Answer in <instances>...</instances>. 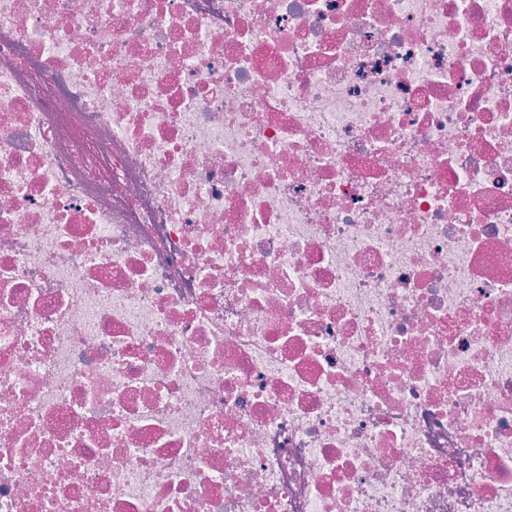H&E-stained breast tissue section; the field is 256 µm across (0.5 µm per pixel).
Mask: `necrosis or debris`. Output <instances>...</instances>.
I'll return each instance as SVG.
<instances>
[{
    "mask_svg": "<svg viewBox=\"0 0 512 512\" xmlns=\"http://www.w3.org/2000/svg\"><path fill=\"white\" fill-rule=\"evenodd\" d=\"M0 512H512V0H0Z\"/></svg>",
    "mask_w": 512,
    "mask_h": 512,
    "instance_id": "necrosis-or-debris-1",
    "label": "necrosis or debris"
}]
</instances>
